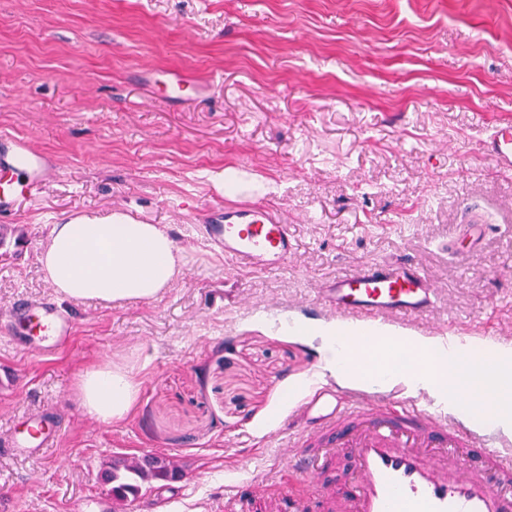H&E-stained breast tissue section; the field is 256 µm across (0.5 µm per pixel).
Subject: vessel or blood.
<instances>
[{"mask_svg":"<svg viewBox=\"0 0 512 512\" xmlns=\"http://www.w3.org/2000/svg\"><path fill=\"white\" fill-rule=\"evenodd\" d=\"M484 149L512 171V124L493 127ZM51 157L19 136L0 133V215L41 194ZM485 227L469 220L449 247L471 258L465 241ZM202 238L215 254L250 268L287 265L294 252L291 227L275 210L248 202L208 212ZM435 287L413 264L365 266L336 277L321 290L323 303L346 320L376 325L395 313L413 317L435 307ZM75 323L44 298L20 299L0 338L9 346L51 355L69 343ZM399 357L409 370L428 373L437 354L414 348ZM303 428L300 453L288 468L318 494L326 512H512V449L492 425L475 432L441 410H421L397 396L319 387L295 409Z\"/></svg>","mask_w":512,"mask_h":512,"instance_id":"vessel-or-blood-1","label":"vessel or blood"}]
</instances>
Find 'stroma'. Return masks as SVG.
<instances>
[{
  "instance_id": "stroma-1",
  "label": "stroma",
  "mask_w": 512,
  "mask_h": 512,
  "mask_svg": "<svg viewBox=\"0 0 512 512\" xmlns=\"http://www.w3.org/2000/svg\"><path fill=\"white\" fill-rule=\"evenodd\" d=\"M207 82L165 100L168 72ZM512 123V0H0V130L54 160L41 200L7 218L0 322L55 296L39 263L53 225L136 213L164 228L182 273L153 300L64 301L77 331L43 356L0 343V440L42 421L48 449L0 443V512H83L107 497L101 463L165 454L179 479L144 486L134 512H282L306 486L288 410L333 383L317 336L335 323L324 282L407 261L436 309L404 322L512 337V173L482 155ZM277 210L286 267L214 257L195 226L227 201ZM487 229L469 260L448 242L467 215ZM109 362L140 383L104 425L78 406L79 371Z\"/></svg>"
}]
</instances>
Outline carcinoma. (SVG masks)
<instances>
[{"label":"carcinoma","instance_id":"cac0c4a2","mask_svg":"<svg viewBox=\"0 0 512 512\" xmlns=\"http://www.w3.org/2000/svg\"><path fill=\"white\" fill-rule=\"evenodd\" d=\"M103 475L106 483L111 485L112 497L125 501L131 496L137 497L144 484L175 479L177 469L162 456H152L147 461L114 456L104 463Z\"/></svg>","mask_w":512,"mask_h":512}]
</instances>
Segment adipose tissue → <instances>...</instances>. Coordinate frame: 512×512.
Listing matches in <instances>:
<instances>
[{"mask_svg":"<svg viewBox=\"0 0 512 512\" xmlns=\"http://www.w3.org/2000/svg\"><path fill=\"white\" fill-rule=\"evenodd\" d=\"M39 262L46 279L64 298L148 301L175 279L181 254L157 225L112 215H82L53 225ZM493 353L501 363L487 375L466 369L472 347L449 349L432 379L454 387L473 415L494 410L497 424L508 429L512 427V355L500 347ZM75 391L84 412L108 425L130 412L139 384L129 372L104 364L82 371Z\"/></svg>","mask_w":512,"mask_h":512,"instance_id":"ef3b65f1","label":"adipose tissue"}]
</instances>
